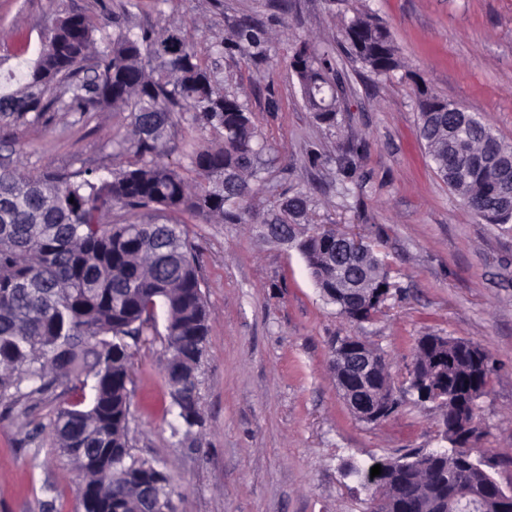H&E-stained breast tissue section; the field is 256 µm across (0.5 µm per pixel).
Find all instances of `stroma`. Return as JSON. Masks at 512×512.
<instances>
[{
  "mask_svg": "<svg viewBox=\"0 0 512 512\" xmlns=\"http://www.w3.org/2000/svg\"><path fill=\"white\" fill-rule=\"evenodd\" d=\"M119 0H0V74L36 57L55 18L102 23ZM368 11L388 26L402 68L379 78L337 53L346 92L336 127L304 107L289 58L300 41L336 42L340 15ZM248 21L267 40L260 58L237 50L209 63L222 85L246 95L269 146L254 206L277 208L311 193L314 217L359 232L385 256L388 297L371 321L348 324L314 285L300 253L247 224L189 213L112 212L125 224L180 222L199 256L212 316L200 370L203 426L172 436L161 372L164 319L139 343L132 386L133 445L170 472L179 512H364L367 493L348 465L368 468L442 445L439 411L406 380L418 336L480 344L494 371L478 401L480 443L512 487V223L475 218L436 174L417 136L416 89L464 106L512 142V0H136L120 21L134 31L182 28L206 47ZM123 114L105 109L0 127V164L104 177L118 164L112 140ZM183 113L168 132L165 163L188 167L192 144L211 142ZM357 336L391 362L400 406L379 423L357 419L336 387L331 344ZM76 475L47 434L25 440L0 410V512H81Z\"/></svg>",
  "mask_w": 512,
  "mask_h": 512,
  "instance_id": "1",
  "label": "stroma"
}]
</instances>
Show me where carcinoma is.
<instances>
[{"instance_id": "carcinoma-1", "label": "carcinoma", "mask_w": 512, "mask_h": 512, "mask_svg": "<svg viewBox=\"0 0 512 512\" xmlns=\"http://www.w3.org/2000/svg\"><path fill=\"white\" fill-rule=\"evenodd\" d=\"M96 31L80 13L56 20L37 59L21 77L8 75L7 84L15 87L0 91L3 126L24 124L31 113L36 120L107 107L127 113L115 141L122 162L108 178L76 182L0 166V403L26 417L63 388L48 436L74 467L83 512H176L171 475L134 453L131 348L163 310L162 373L167 411L177 418L170 428L174 436L190 434L201 422L199 368L210 319L198 257L181 224L112 225L107 214L117 207L188 211L221 224L273 225L302 255L324 299L355 324L378 311L376 293L388 286V272L364 246L371 299L342 302L336 297L342 277L335 250L344 231L309 223L311 195L296 193L274 214L252 207L267 144L246 101L220 86L181 28L135 33L117 25L102 47ZM340 35L347 58L376 76L402 66L389 28L374 15L353 10ZM262 43L245 24L211 49L259 57ZM332 53L328 45L303 42L290 58L305 107L328 125L344 91ZM91 58L96 63L89 78L84 72ZM417 106L419 137L438 175L477 217L509 223L512 206L494 194L512 184L485 161L494 153L512 154V143L423 87ZM183 112L217 139L190 154L191 180L161 162L168 130ZM432 372L448 378V397L437 407L451 448L445 457L413 451L381 464L375 477L353 469L370 491L374 512H512V490L505 491L492 466L481 462L486 454L478 446L477 413L465 400L470 388L486 390L490 354L464 339L421 336L408 378ZM376 381V396L397 401L388 363L381 364ZM142 480L154 482L156 502L141 499Z\"/></svg>"}]
</instances>
